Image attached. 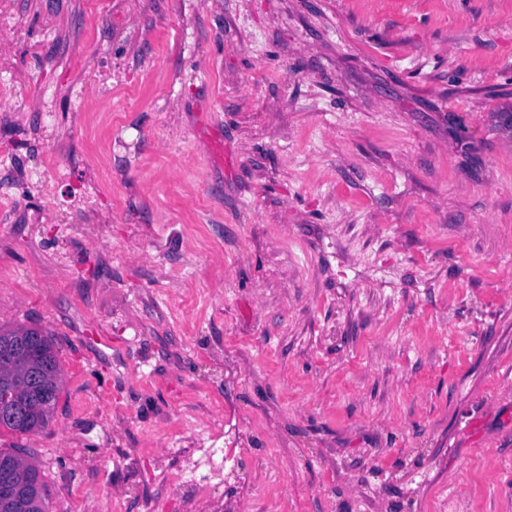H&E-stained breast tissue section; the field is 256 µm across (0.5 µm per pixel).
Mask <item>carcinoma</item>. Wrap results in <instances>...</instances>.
Returning a JSON list of instances; mask_svg holds the SVG:
<instances>
[{
    "label": "carcinoma",
    "mask_w": 512,
    "mask_h": 512,
    "mask_svg": "<svg viewBox=\"0 0 512 512\" xmlns=\"http://www.w3.org/2000/svg\"><path fill=\"white\" fill-rule=\"evenodd\" d=\"M60 366L50 334L34 327L0 328V429L18 434L45 427L60 394ZM13 469L15 497H0V512H46L39 470L16 451L0 449V467Z\"/></svg>",
    "instance_id": "obj_1"
}]
</instances>
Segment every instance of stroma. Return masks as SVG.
Returning <instances> with one entry per match:
<instances>
[{
	"label": "stroma",
	"mask_w": 512,
	"mask_h": 512,
	"mask_svg": "<svg viewBox=\"0 0 512 512\" xmlns=\"http://www.w3.org/2000/svg\"><path fill=\"white\" fill-rule=\"evenodd\" d=\"M0 327L48 512H512V0H12ZM112 340L111 347L99 337ZM51 335L34 327H0V431L18 434L44 428L60 394V366ZM37 375V388L21 376ZM10 391L8 397L4 394ZM231 454V449H228L226 448L225 450V453H224V460L221 459V463L220 464H216L214 462V459H213V455L211 453L209 454H204L202 455L200 458H198L197 460H193L192 461V469L190 471V474H191V477L186 481V483L190 486L191 488V491L194 493V494H197V495H200V494H203L204 493V489H205V484H203V481L204 480H197L193 477V473L198 470L199 468L201 467H208V470H209V473H210V477L209 476H204V478H207V479H212V478H220L223 476L224 474V462H225V459L230 456Z\"/></svg>",
	"instance_id": "1"
}]
</instances>
